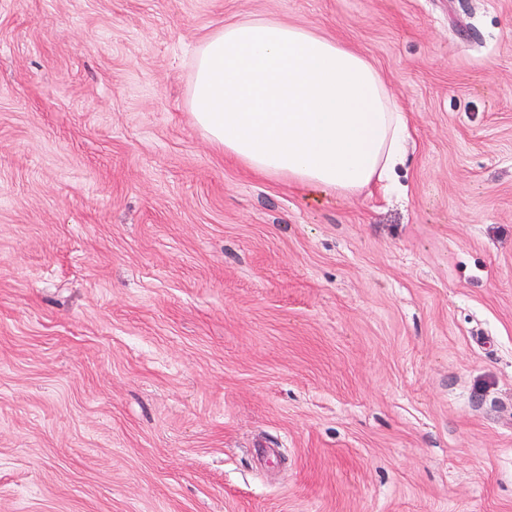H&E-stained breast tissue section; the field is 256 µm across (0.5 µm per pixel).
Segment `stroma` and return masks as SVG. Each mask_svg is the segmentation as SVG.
<instances>
[{
    "instance_id": "obj_1",
    "label": "stroma",
    "mask_w": 512,
    "mask_h": 512,
    "mask_svg": "<svg viewBox=\"0 0 512 512\" xmlns=\"http://www.w3.org/2000/svg\"><path fill=\"white\" fill-rule=\"evenodd\" d=\"M250 18L382 73L402 194L204 137ZM0 512H512V0H0Z\"/></svg>"
}]
</instances>
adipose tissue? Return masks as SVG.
<instances>
[{
	"instance_id": "ef3b65f1",
	"label": "adipose tissue",
	"mask_w": 512,
	"mask_h": 512,
	"mask_svg": "<svg viewBox=\"0 0 512 512\" xmlns=\"http://www.w3.org/2000/svg\"><path fill=\"white\" fill-rule=\"evenodd\" d=\"M190 110L251 171L324 194L401 192L409 118L344 43L267 19L225 24L197 48Z\"/></svg>"
}]
</instances>
